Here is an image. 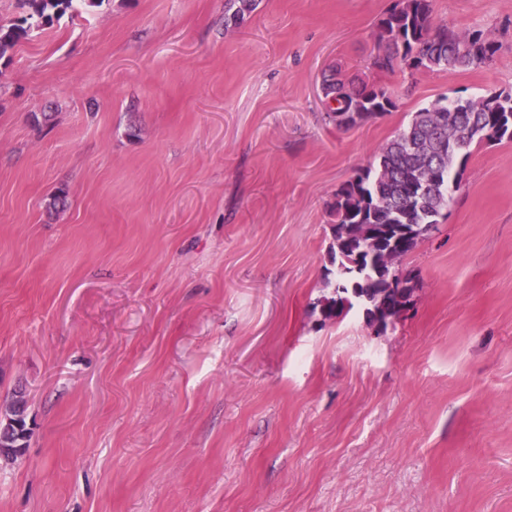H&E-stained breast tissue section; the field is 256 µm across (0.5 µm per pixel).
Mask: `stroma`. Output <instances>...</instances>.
Returning a JSON list of instances; mask_svg holds the SVG:
<instances>
[{
    "mask_svg": "<svg viewBox=\"0 0 512 512\" xmlns=\"http://www.w3.org/2000/svg\"><path fill=\"white\" fill-rule=\"evenodd\" d=\"M226 2L104 0L0 58V405L33 422L0 512H512V142L387 332L320 311L337 189L420 108L512 91V0H433L497 46L453 74L374 67L394 0ZM335 67L394 108L336 128Z\"/></svg>",
    "mask_w": 512,
    "mask_h": 512,
    "instance_id": "35a3bbf8",
    "label": "stroma"
}]
</instances>
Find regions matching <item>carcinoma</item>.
<instances>
[{"instance_id": "obj_1", "label": "carcinoma", "mask_w": 512, "mask_h": 512, "mask_svg": "<svg viewBox=\"0 0 512 512\" xmlns=\"http://www.w3.org/2000/svg\"><path fill=\"white\" fill-rule=\"evenodd\" d=\"M22 13L0 23V58L27 39L31 30L53 25L66 13L96 7L101 0H19ZM495 45L478 31H462L436 19L432 0H397L380 23L374 66L389 70L397 63L450 73L488 59ZM328 118L339 128L366 123L393 107L382 89L357 84L337 69L323 80ZM512 141V92L438 102L414 113L409 124L378 152L376 165L359 171L336 191L332 212L331 263L336 288L325 317L346 310L350 290L357 291L369 324L387 298V259L405 256L419 239L435 229L448 205L471 147Z\"/></svg>"}]
</instances>
